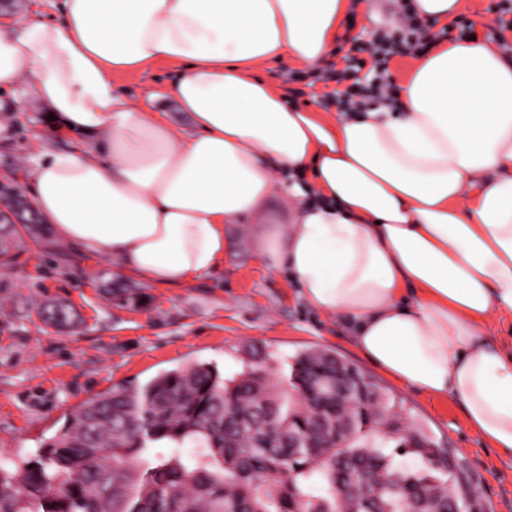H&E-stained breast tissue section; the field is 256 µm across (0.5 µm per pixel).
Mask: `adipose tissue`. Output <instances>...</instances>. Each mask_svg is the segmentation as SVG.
Masks as SVG:
<instances>
[{"mask_svg": "<svg viewBox=\"0 0 512 512\" xmlns=\"http://www.w3.org/2000/svg\"><path fill=\"white\" fill-rule=\"evenodd\" d=\"M350 0H62L0 37V89L26 83L83 148L29 172L55 235L119 276L180 286L224 260L244 224L269 270L343 317L374 365L457 401L512 456V352L484 323L512 312V58L466 38L419 57L384 106L336 119L258 77L319 66ZM167 62L147 102L113 75ZM177 105L190 131L168 119ZM287 221L270 216L273 198Z\"/></svg>", "mask_w": 512, "mask_h": 512, "instance_id": "adipose-tissue-1", "label": "adipose tissue"}]
</instances>
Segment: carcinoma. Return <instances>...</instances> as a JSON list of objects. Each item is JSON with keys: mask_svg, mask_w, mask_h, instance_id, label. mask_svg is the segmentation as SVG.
I'll return each mask as SVG.
<instances>
[{"mask_svg": "<svg viewBox=\"0 0 512 512\" xmlns=\"http://www.w3.org/2000/svg\"><path fill=\"white\" fill-rule=\"evenodd\" d=\"M43 224L14 223L0 213V258L15 262L23 236ZM58 326L69 322L63 303L40 310ZM348 363L312 349L291 364L290 389L260 370L224 380L196 364L163 371L144 384L121 385L87 399L33 466L0 464V512H408L425 500L427 512H448L446 482L394 464L377 444L399 439L432 466L438 449L424 431L403 424L399 403L372 383L364 410L350 395H296L295 380L314 388L336 379ZM358 418L353 437L336 442L318 420L336 426ZM301 438L288 449V434ZM198 452L183 459L185 441ZM169 444L152 465L149 445ZM312 447L307 448L305 444Z\"/></svg>", "mask_w": 512, "mask_h": 512, "instance_id": "1", "label": "carcinoma"}]
</instances>
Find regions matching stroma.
Returning <instances> with one entry per match:
<instances>
[{
  "mask_svg": "<svg viewBox=\"0 0 512 512\" xmlns=\"http://www.w3.org/2000/svg\"><path fill=\"white\" fill-rule=\"evenodd\" d=\"M60 0H0V36L58 13ZM160 62L112 78L135 101L163 91L175 77ZM261 77L291 103L336 118L330 88L311 68L288 59L263 67ZM49 106L27 85L0 92V183L30 193L26 172L42 151L80 147L81 134L49 121ZM224 263L187 286L156 287L115 275L103 258L77 254L55 235L25 239L13 265L0 268V458L35 460L81 404L128 383L192 364L215 367L224 378L250 362L272 381L288 376L293 358L310 348L335 351L402 401L405 424L425 429L450 465L449 491L469 487L472 512H512V458L471 430L460 405L412 389L380 371L355 347L336 317L300 298L287 276L267 270L245 227L227 231ZM129 289L130 297L120 296ZM71 304L70 326L45 325L37 315L47 300Z\"/></svg>",
  "mask_w": 512,
  "mask_h": 512,
  "instance_id": "stroma-1",
  "label": "stroma"
}]
</instances>
